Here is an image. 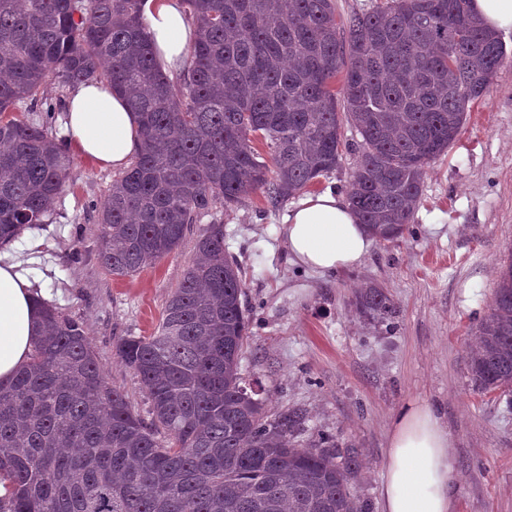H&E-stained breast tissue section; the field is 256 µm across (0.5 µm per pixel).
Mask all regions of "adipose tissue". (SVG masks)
Instances as JSON below:
<instances>
[{"label":"adipose tissue","mask_w":512,"mask_h":512,"mask_svg":"<svg viewBox=\"0 0 512 512\" xmlns=\"http://www.w3.org/2000/svg\"><path fill=\"white\" fill-rule=\"evenodd\" d=\"M145 17L158 61L168 71L180 68L195 37L181 0H147ZM65 113V133L79 155L112 169L133 160L137 118L120 93L97 84L77 86ZM285 238L292 262L322 272L360 265L372 245L345 197L330 191L300 199L287 217ZM40 330L32 282L19 262L0 255V381L25 366ZM458 483L452 440L437 413L414 404L393 418L382 512H456Z\"/></svg>","instance_id":"obj_1"}]
</instances>
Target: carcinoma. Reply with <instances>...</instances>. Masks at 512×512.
Listing matches in <instances>:
<instances>
[{"label": "carcinoma", "mask_w": 512, "mask_h": 512, "mask_svg": "<svg viewBox=\"0 0 512 512\" xmlns=\"http://www.w3.org/2000/svg\"><path fill=\"white\" fill-rule=\"evenodd\" d=\"M144 2L0 0L1 245L49 221L74 162L50 133L51 82L106 84L139 116L140 150L95 206L97 260L127 277L218 204L227 211L260 190L276 205L329 177L344 146L339 106L361 137L347 198L372 237H402L425 167L505 59L469 0H383L350 18L346 37L335 0H183L199 36L174 80L152 51ZM20 103L41 118L12 116ZM244 298L215 217L157 330L115 345L144 388L149 424L107 379L82 323L38 301L43 329L29 362L0 382V512H370L354 486L360 449L324 434L293 445L303 415L271 419L242 385ZM355 307L395 317L373 283ZM476 336L473 387L511 394L512 260Z\"/></svg>", "instance_id": "cac0c4a2"}]
</instances>
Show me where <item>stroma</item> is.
<instances>
[{
  "label": "stroma",
  "mask_w": 512,
  "mask_h": 512,
  "mask_svg": "<svg viewBox=\"0 0 512 512\" xmlns=\"http://www.w3.org/2000/svg\"><path fill=\"white\" fill-rule=\"evenodd\" d=\"M499 36L505 62L447 153L429 165L411 232L373 242L360 266L320 273L289 261L283 227L291 202L273 205L256 192L223 214L224 246L241 266L252 318L243 381L269 414L300 411L310 434L361 449L358 490L372 512H381L390 422L414 402L430 405L451 436L456 512H512V410L473 388L465 360L500 262L512 252V29ZM342 133L348 147L339 167L310 193H346L359 136L347 123ZM116 176L75 157L50 220L4 250L22 261L36 291L83 324L106 376L148 422L146 396L115 344L155 332L200 227L191 225L174 252L139 274L110 276L96 256L93 205ZM366 282L394 301L392 323L358 314L355 293Z\"/></svg>",
  "instance_id": "stroma-1"
}]
</instances>
